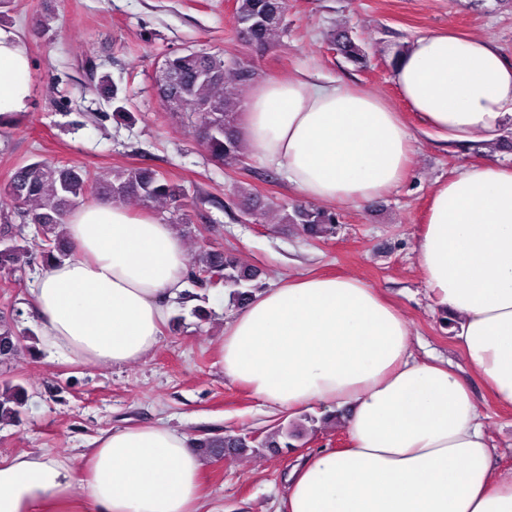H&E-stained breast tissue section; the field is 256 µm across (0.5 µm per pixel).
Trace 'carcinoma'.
<instances>
[{
    "instance_id": "carcinoma-1",
    "label": "carcinoma",
    "mask_w": 512,
    "mask_h": 512,
    "mask_svg": "<svg viewBox=\"0 0 512 512\" xmlns=\"http://www.w3.org/2000/svg\"><path fill=\"white\" fill-rule=\"evenodd\" d=\"M286 0H234L233 21L244 42L256 53L270 49L287 32L284 23ZM331 43L341 56L365 67L366 52L351 31L338 29ZM171 77L158 87V95L167 105L176 100L188 131L200 139L208 155L227 167H235L244 157L243 141L235 124L240 110L238 92L254 80L250 59H227L204 51L168 57ZM244 202V212L258 222L266 220L272 206L261 202L243 186L233 189ZM10 207L7 224H0V271L17 272L27 255L28 225L35 224L45 242L41 263L70 255L61 228L66 213L90 195H101L116 202L134 198L147 204H175L183 195L181 186L170 182L151 168L90 175L77 166H63L47 159L17 168L3 191ZM281 221L301 226L313 239H325L338 223L336 213L294 203L281 205ZM259 269L239 265L222 249H204L192 262L187 282L194 287H224L228 305L240 308L258 292ZM17 351L14 326L0 320V361ZM27 400V389L10 380L0 384V422L18 417ZM295 431L278 426L262 436L228 433L219 439L195 442V447L209 457L236 458L250 448H291Z\"/></svg>"
}]
</instances>
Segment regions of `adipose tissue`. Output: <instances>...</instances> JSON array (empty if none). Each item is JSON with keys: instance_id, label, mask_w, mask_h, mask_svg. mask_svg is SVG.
Segmentation results:
<instances>
[{"instance_id": "obj_1", "label": "adipose tissue", "mask_w": 512, "mask_h": 512, "mask_svg": "<svg viewBox=\"0 0 512 512\" xmlns=\"http://www.w3.org/2000/svg\"><path fill=\"white\" fill-rule=\"evenodd\" d=\"M390 61L431 134L493 142L512 132V63L491 39L429 33ZM30 72L24 40L0 27V120L28 111ZM241 133L320 203L373 202L401 182L412 151L382 98L303 75L255 84ZM65 231L72 256L42 266L31 290L43 346L85 365L144 359L184 284L174 226L104 200L76 207ZM415 252L471 368L512 406V165L488 161L439 183ZM221 348L225 376L271 409L348 412L350 446L292 471L285 512H512V471L493 470L469 387L415 357L401 312L363 281L302 275L255 294L225 323ZM202 469L167 425L112 430L79 468L45 455L0 459V512H200Z\"/></svg>"}]
</instances>
